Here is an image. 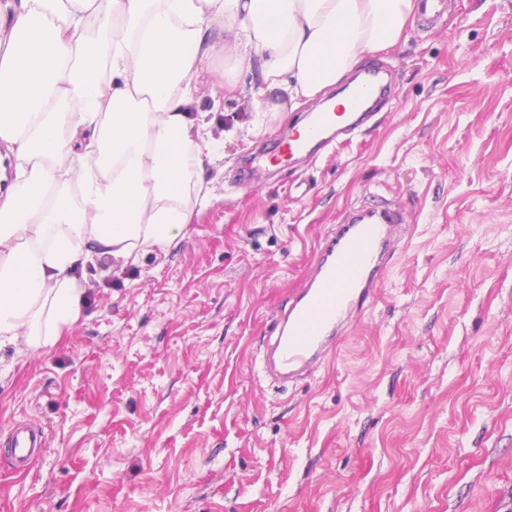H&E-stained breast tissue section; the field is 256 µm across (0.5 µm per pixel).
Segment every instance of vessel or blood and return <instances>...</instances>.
Returning <instances> with one entry per match:
<instances>
[{"label": "vessel or blood", "mask_w": 512, "mask_h": 512, "mask_svg": "<svg viewBox=\"0 0 512 512\" xmlns=\"http://www.w3.org/2000/svg\"><path fill=\"white\" fill-rule=\"evenodd\" d=\"M423 23L433 26L448 11V0H415ZM390 69L364 71L347 98L346 111L326 109L307 115L301 130L266 152L252 154L259 169L282 171L311 161L317 150L361 131L386 104L396 101ZM405 220L391 202L364 204L347 211L333 235L322 241L302 288L273 323L265 370L273 378L295 382L325 361L337 339L376 300L383 278L393 264L404 235ZM41 424L28 420L15 425L8 448L15 471H22L44 447Z\"/></svg>", "instance_id": "vessel-or-blood-1"}]
</instances>
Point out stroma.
<instances>
[{
    "mask_svg": "<svg viewBox=\"0 0 512 512\" xmlns=\"http://www.w3.org/2000/svg\"><path fill=\"white\" fill-rule=\"evenodd\" d=\"M379 64L392 110L253 190L241 160L319 101L252 135L248 85L198 98L225 138L212 206L170 251L89 263L53 349L0 345V512H512V0H454ZM372 192L408 224L379 297L279 388L270 327ZM26 419L45 451L17 474ZM44 428L36 421H22L15 425L8 438V448L14 460V470L21 472L29 461L43 448Z\"/></svg>",
    "mask_w": 512,
    "mask_h": 512,
    "instance_id": "stroma-1",
    "label": "stroma"
}]
</instances>
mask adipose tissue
I'll use <instances>...</instances> for the list:
<instances>
[{
    "instance_id": "1",
    "label": "adipose tissue",
    "mask_w": 512,
    "mask_h": 512,
    "mask_svg": "<svg viewBox=\"0 0 512 512\" xmlns=\"http://www.w3.org/2000/svg\"><path fill=\"white\" fill-rule=\"evenodd\" d=\"M413 0H0V342L55 346L92 255L176 247L221 155L202 90L250 76L252 125L399 44Z\"/></svg>"
}]
</instances>
